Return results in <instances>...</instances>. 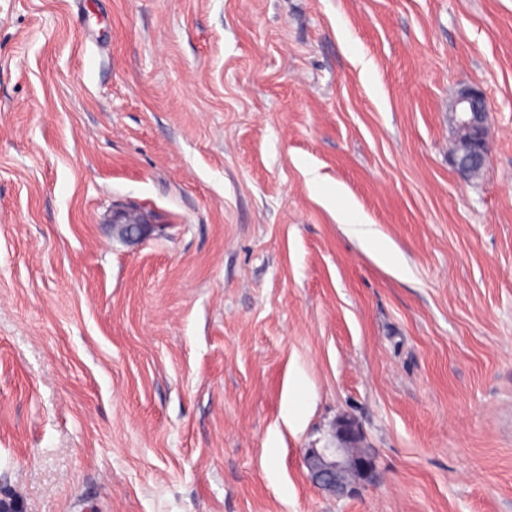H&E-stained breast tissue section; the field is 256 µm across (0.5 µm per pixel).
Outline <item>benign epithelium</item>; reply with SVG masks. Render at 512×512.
Listing matches in <instances>:
<instances>
[{"instance_id":"1","label":"benign epithelium","mask_w":512,"mask_h":512,"mask_svg":"<svg viewBox=\"0 0 512 512\" xmlns=\"http://www.w3.org/2000/svg\"><path fill=\"white\" fill-rule=\"evenodd\" d=\"M488 114V101L485 91L478 85L461 87L451 105V120L458 144L453 165L458 174L471 178L473 169L485 166L489 162V142L484 137L483 127ZM111 223L126 225L124 238H140L147 234L146 217L134 218L128 210L119 208L114 211ZM361 438L356 423L344 417L336 423V447L309 448L304 463L314 484L323 490H329L341 496H351L357 486L343 484L339 474L347 469L359 471L361 481L369 482L375 473V461L368 457L359 462L350 460L345 452L347 444Z\"/></svg>"}]
</instances>
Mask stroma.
Returning <instances> with one entry per match:
<instances>
[{"label": "stroma", "mask_w": 512, "mask_h": 512, "mask_svg": "<svg viewBox=\"0 0 512 512\" xmlns=\"http://www.w3.org/2000/svg\"><path fill=\"white\" fill-rule=\"evenodd\" d=\"M342 417L377 471L345 498L303 461ZM1 496L512 512V0H0ZM450 112L458 144L453 165L463 179H470L473 169L477 166L486 168L490 159L489 142L483 132L488 114L485 91L478 85L461 87ZM111 223L127 224L125 233L123 232L125 225L120 228V232L125 239L144 237L148 232L146 227L142 224H152V222L145 216L133 218L131 214L128 213V210L124 208H118L116 211H114ZM345 226L346 232L350 236L373 248L379 256L386 261L395 262L394 255L382 241L377 230L374 229L373 224H366L352 216L350 213H347Z\"/></svg>", "instance_id": "stroma-1"}]
</instances>
